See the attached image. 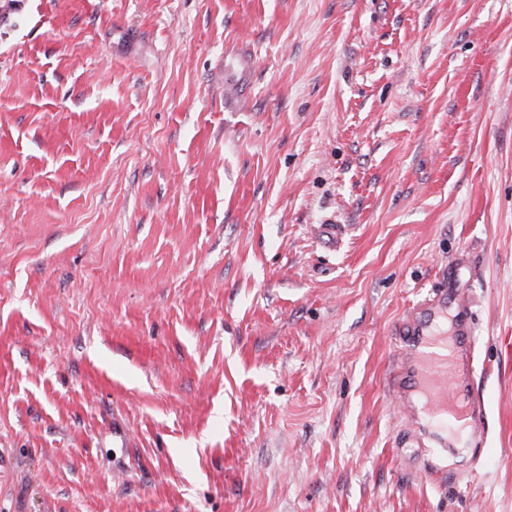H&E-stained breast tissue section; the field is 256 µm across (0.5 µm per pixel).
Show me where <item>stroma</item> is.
I'll use <instances>...</instances> for the list:
<instances>
[{
	"label": "stroma",
	"mask_w": 512,
	"mask_h": 512,
	"mask_svg": "<svg viewBox=\"0 0 512 512\" xmlns=\"http://www.w3.org/2000/svg\"><path fill=\"white\" fill-rule=\"evenodd\" d=\"M454 262L433 473L388 379ZM506 336L512 0H0V512H512ZM453 316V332L443 323L448 319L446 289L438 288L422 299L407 314L398 330L404 354L389 378L393 396L419 430L425 447L442 448L453 455L457 431L467 428L480 439L485 433V402L473 392L479 370L476 356L478 340L472 326V301L459 300ZM468 400L461 399L463 391ZM426 439L432 446H426Z\"/></svg>",
	"instance_id": "1"
}]
</instances>
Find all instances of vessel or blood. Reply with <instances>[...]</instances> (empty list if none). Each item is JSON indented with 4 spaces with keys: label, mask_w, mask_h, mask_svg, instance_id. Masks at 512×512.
Returning <instances> with one entry per match:
<instances>
[{
    "label": "vessel or blood",
    "mask_w": 512,
    "mask_h": 512,
    "mask_svg": "<svg viewBox=\"0 0 512 512\" xmlns=\"http://www.w3.org/2000/svg\"><path fill=\"white\" fill-rule=\"evenodd\" d=\"M471 314L468 298L449 313L442 288L422 299L398 330L404 353L388 382L420 439L447 453L458 430L485 433V402L472 392L479 363Z\"/></svg>",
    "instance_id": "vessel-or-blood-1"
}]
</instances>
